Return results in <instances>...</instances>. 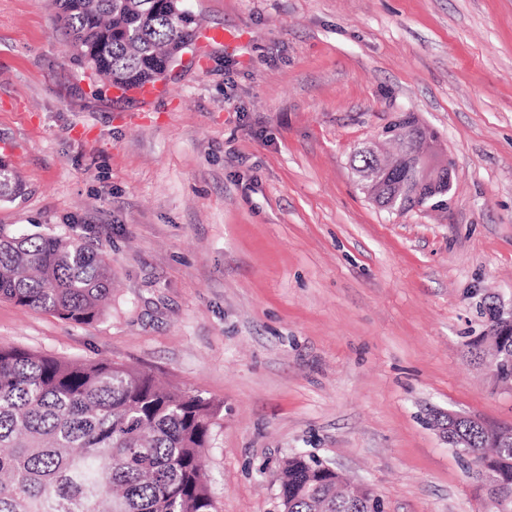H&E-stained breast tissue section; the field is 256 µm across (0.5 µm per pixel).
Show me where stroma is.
<instances>
[{
    "label": "stroma",
    "instance_id": "1",
    "mask_svg": "<svg viewBox=\"0 0 512 512\" xmlns=\"http://www.w3.org/2000/svg\"><path fill=\"white\" fill-rule=\"evenodd\" d=\"M239 45L187 51L163 95L117 96L53 0H0V232L94 244L104 316L0 299V345L132 366L220 409L215 512H278L313 455L384 512H493L431 424L512 426L471 352L512 309V0H184ZM401 112L454 162L448 205L358 190L357 147ZM24 191L25 188L20 177L13 171L8 163L0 160V200L15 199L20 197Z\"/></svg>",
    "mask_w": 512,
    "mask_h": 512
}]
</instances>
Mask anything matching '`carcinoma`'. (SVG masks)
<instances>
[{"mask_svg":"<svg viewBox=\"0 0 512 512\" xmlns=\"http://www.w3.org/2000/svg\"><path fill=\"white\" fill-rule=\"evenodd\" d=\"M76 56L95 77L126 90L156 82L176 53L193 46L198 19L181 0H55ZM397 143L435 141L410 113L385 128ZM356 175L377 164L365 146ZM401 194L423 187L428 204L444 205L439 187L397 157ZM25 191L0 164V200ZM112 297L104 254L68 237L0 233V299L51 313L75 325L99 320ZM493 358L512 356V333L490 336ZM218 410L209 401L156 384L133 367L75 362L0 346V512H214L200 458L210 447ZM466 473L479 467L489 496L512 498V428L457 426ZM288 512H382L363 487L342 488L336 474L305 455L276 474Z\"/></svg>","mask_w":512,"mask_h":512,"instance_id":"cac0c4a2","label":"carcinoma"}]
</instances>
